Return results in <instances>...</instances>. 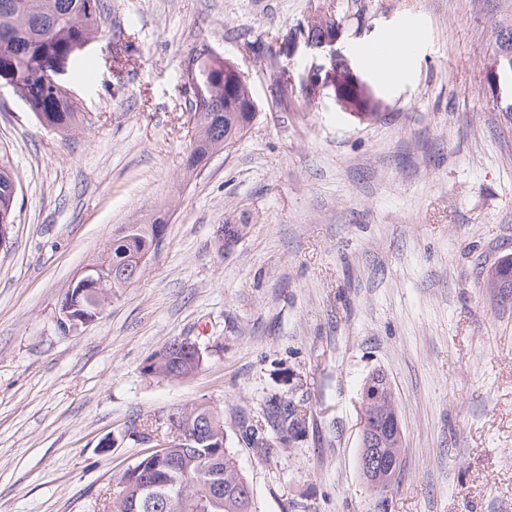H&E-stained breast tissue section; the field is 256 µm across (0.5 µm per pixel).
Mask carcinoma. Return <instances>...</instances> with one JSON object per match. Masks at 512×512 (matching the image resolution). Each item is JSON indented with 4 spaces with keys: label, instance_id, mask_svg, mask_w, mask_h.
<instances>
[{
    "label": "carcinoma",
    "instance_id": "obj_1",
    "mask_svg": "<svg viewBox=\"0 0 512 512\" xmlns=\"http://www.w3.org/2000/svg\"><path fill=\"white\" fill-rule=\"evenodd\" d=\"M102 0H0V44L28 63L69 62L77 53V44L96 40L101 33ZM216 89L218 103L203 105L190 102V111L198 121L208 126L207 143L192 151L189 168L199 165L208 150L217 142L224 148L232 147L250 128L256 117V105L249 87L240 85L226 91L224 59L210 56L201 60ZM20 96L44 126L70 130L77 122V108L73 96L51 83L27 85ZM16 178L6 164L0 165V225L14 224L13 206ZM247 225H224V247L236 244L245 234ZM165 225L124 224L116 230L109 247L112 264L129 265L141 255L151 253L158 246ZM204 355L186 351L177 346V339L168 341L149 360L145 372L164 378L185 379L201 367ZM308 402L304 398L276 400L269 404L265 421L257 420L242 428L241 439L261 453L269 448L265 427L283 437L305 429L308 420ZM180 425L188 427L199 422H212L211 441L188 443L172 440V445L161 449L162 456L150 454L139 458L118 477L110 512H156L146 507L147 496L137 469L152 471V480L160 491L177 497L180 507L175 512H201L199 506L207 496L210 475H221L224 485V508L220 512H256L253 494L236 460L226 446L224 420L218 411L206 403L172 412Z\"/></svg>",
    "mask_w": 512,
    "mask_h": 512
}]
</instances>
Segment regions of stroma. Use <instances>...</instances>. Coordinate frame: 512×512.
Wrapping results in <instances>:
<instances>
[{
  "label": "stroma",
  "instance_id": "1",
  "mask_svg": "<svg viewBox=\"0 0 512 512\" xmlns=\"http://www.w3.org/2000/svg\"><path fill=\"white\" fill-rule=\"evenodd\" d=\"M103 35L67 65L79 121L42 126L0 87V157L19 182L0 249V512H106L115 478L209 403L256 512H512V300L483 277L512 258V114L486 79L512 0H103ZM334 49L289 36L318 11ZM413 22L408 77L358 45ZM235 62L257 117L196 170L186 72ZM345 55L376 107L355 116L309 77ZM140 278L68 332L61 301L115 229L156 216ZM244 224L230 249L221 229ZM175 337L207 358L146 374ZM388 374L405 465L375 494L359 393ZM307 399L305 430L260 453L241 425Z\"/></svg>",
  "mask_w": 512,
  "mask_h": 512
}]
</instances>
